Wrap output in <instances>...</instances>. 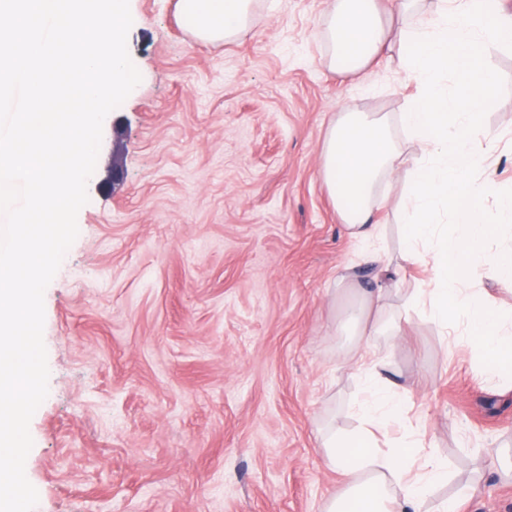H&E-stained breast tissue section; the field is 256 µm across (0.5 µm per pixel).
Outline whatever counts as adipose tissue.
Listing matches in <instances>:
<instances>
[{"mask_svg": "<svg viewBox=\"0 0 512 512\" xmlns=\"http://www.w3.org/2000/svg\"><path fill=\"white\" fill-rule=\"evenodd\" d=\"M251 0H179V10L194 36L219 42L247 23ZM417 0H398L401 25L388 33L378 0H332L328 36L334 68L366 75L372 62L397 61L418 94L400 121L424 142L422 159L407 162L384 116L343 110L331 128L321 155L320 175L341 204V216L353 236H374L373 198L381 180L410 165L412 183L406 212L404 258L429 267L432 286L413 296L429 302L433 318L445 325L464 319L474 349L487 371L512 372V312L485 303L471 290L480 271L512 285V254L487 252L500 226L512 224V195L499 197L495 222H487L479 198L494 194L496 183L473 148L482 117L496 103V77L486 66L487 44L512 49V18L497 0H436L420 16ZM450 215L437 224L439 211ZM367 399L363 425L353 433L328 435L326 465L346 478L322 512H421L437 485L448 479L447 463L421 455L417 440L381 452L378 432L401 415L392 380L375 369L365 373Z\"/></svg>", "mask_w": 512, "mask_h": 512, "instance_id": "ef3b65f1", "label": "adipose tissue"}]
</instances>
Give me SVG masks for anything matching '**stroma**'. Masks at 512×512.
<instances>
[{
	"label": "stroma",
	"mask_w": 512,
	"mask_h": 512,
	"mask_svg": "<svg viewBox=\"0 0 512 512\" xmlns=\"http://www.w3.org/2000/svg\"><path fill=\"white\" fill-rule=\"evenodd\" d=\"M178 0H129L140 84L110 112L79 235L44 293L49 393L30 422L34 512H320L343 476L320 429L359 424L360 352L396 385L412 434L448 463L426 508L461 485L459 512H512V380L484 374L464 323L408 305L427 285L405 264L378 278L319 168L342 107L398 116L416 88L379 59L367 81L334 70L331 0H252L231 39L197 40ZM497 104L487 159L512 192V50L489 45ZM405 171L384 178L376 246L399 259ZM386 287L397 335L361 345L341 325Z\"/></svg>",
	"instance_id": "stroma-1"
}]
</instances>
